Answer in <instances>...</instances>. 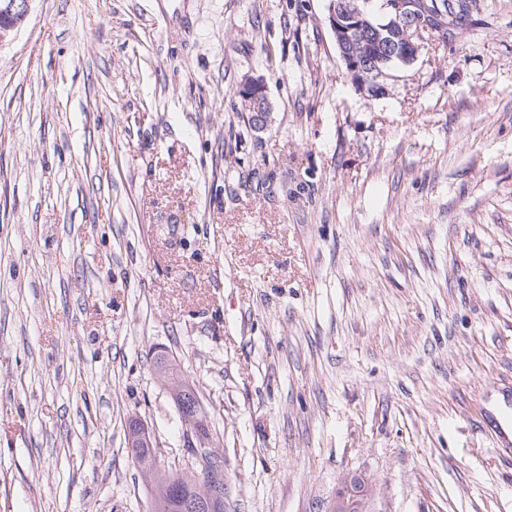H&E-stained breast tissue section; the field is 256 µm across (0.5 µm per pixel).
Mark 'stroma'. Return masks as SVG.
I'll return each instance as SVG.
<instances>
[{
  "mask_svg": "<svg viewBox=\"0 0 512 512\" xmlns=\"http://www.w3.org/2000/svg\"><path fill=\"white\" fill-rule=\"evenodd\" d=\"M382 96L325 0H33L0 43V512H157L127 426L224 512H512V0H451ZM261 81L264 130L239 90ZM482 418L499 453L510 455L512 453V417L504 416L499 410L485 409L482 411ZM368 495V483L363 478H347L329 512H368L365 508Z\"/></svg>",
  "mask_w": 512,
  "mask_h": 512,
  "instance_id": "obj_1",
  "label": "stroma"
}]
</instances>
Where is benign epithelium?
Listing matches in <instances>:
<instances>
[{
    "mask_svg": "<svg viewBox=\"0 0 512 512\" xmlns=\"http://www.w3.org/2000/svg\"><path fill=\"white\" fill-rule=\"evenodd\" d=\"M33 0H3L0 16L13 20L0 28V43L26 21ZM327 19L347 76L359 90L372 95L387 92V81L393 78L395 64L413 65L419 58L424 43V33L430 26L424 21L422 0H382L378 17L360 6L357 0H326ZM240 96L247 103L248 120L257 130L264 129L271 115V104L264 85L258 81L242 84ZM129 448H150L151 436L145 425L129 421ZM183 435L190 447H205L207 438L196 421H183ZM223 479L213 483L212 497L188 498L180 506L181 512H214L213 499L220 496ZM368 483L352 476L344 481L329 512H368L366 500Z\"/></svg>",
    "mask_w": 512,
    "mask_h": 512,
    "instance_id": "benign-epithelium-1",
    "label": "benign epithelium"
}]
</instances>
